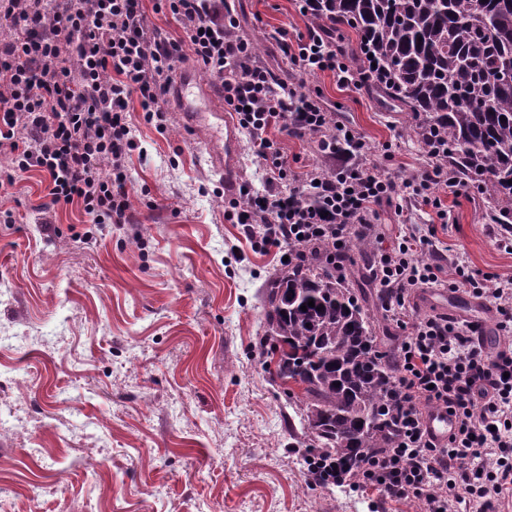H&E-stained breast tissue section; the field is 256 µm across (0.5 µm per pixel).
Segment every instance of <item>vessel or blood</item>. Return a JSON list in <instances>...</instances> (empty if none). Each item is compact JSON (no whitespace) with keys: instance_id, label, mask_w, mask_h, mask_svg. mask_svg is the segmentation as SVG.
Masks as SVG:
<instances>
[{"instance_id":"1","label":"vessel or blood","mask_w":512,"mask_h":512,"mask_svg":"<svg viewBox=\"0 0 512 512\" xmlns=\"http://www.w3.org/2000/svg\"><path fill=\"white\" fill-rule=\"evenodd\" d=\"M171 98L183 112L189 129L203 126L211 131L213 143L208 152L209 160L225 182H234L233 160L238 151L239 136L223 107L217 106L212 88L194 71L182 70L173 80Z\"/></svg>"}]
</instances>
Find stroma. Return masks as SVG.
Instances as JSON below:
<instances>
[{"label": "stroma", "instance_id": "obj_1", "mask_svg": "<svg viewBox=\"0 0 512 512\" xmlns=\"http://www.w3.org/2000/svg\"><path fill=\"white\" fill-rule=\"evenodd\" d=\"M239 35L290 86L321 88L343 125L365 142L361 166L391 163L408 178L429 162L410 129L366 90L330 72L304 74L269 39L305 32L295 0H228ZM129 109L144 155L127 163L132 224L91 226L79 205L54 206L36 174L0 156V496L13 512H414L377 493L312 483L299 422L275 364L259 343L262 290L284 269L287 246H262L225 216L239 187L265 191V163L240 132L237 189L203 159L204 132L178 110L167 129ZM440 198L450 211L435 242L449 265L487 273L486 288L512 277L483 194ZM413 196L383 205L388 235L399 221L432 226ZM371 260L348 280L373 319L380 351L396 356L404 332L381 307ZM428 288L414 317L485 321L505 338L489 300Z\"/></svg>", "mask_w": 512, "mask_h": 512}]
</instances>
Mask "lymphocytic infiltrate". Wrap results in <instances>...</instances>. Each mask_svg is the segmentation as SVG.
I'll use <instances>...</instances> for the list:
<instances>
[{
  "label": "lymphocytic infiltrate",
  "mask_w": 512,
  "mask_h": 512,
  "mask_svg": "<svg viewBox=\"0 0 512 512\" xmlns=\"http://www.w3.org/2000/svg\"><path fill=\"white\" fill-rule=\"evenodd\" d=\"M314 23L296 40L273 32L300 72H332L362 88L368 70L349 68L329 22L315 19V0H298ZM163 11L182 31L173 38L156 30L149 11ZM14 31L0 42V153L15 171L39 172L51 204H80L95 224L134 221L126 160L138 148L129 101L138 97L145 122L166 128L172 76L194 59L208 71L225 107L248 132L266 162L264 194L243 193L232 214L248 236L263 244L324 245L337 277L338 261L357 233L383 239L373 221L378 206L410 194L433 207L440 224L448 212L434 187L471 195L472 184L448 169L447 146L430 145L431 165L411 179L388 169L363 168L353 160L364 143L349 134L327 107L321 90L283 88L261 65L253 43L236 32L227 0H0V25ZM317 141L323 158L304 174L289 171L271 128ZM432 237L401 225L392 247L378 253L373 277L386 293L384 307L406 336L397 348L396 394L401 405L394 447L363 459L347 482L378 491L384 502H413L419 512H499L512 497V343L488 354L477 343L479 326L444 317L410 321L417 290L453 286L490 296L512 314V279L485 290L483 279L463 267L448 269L440 254L417 258ZM441 409L455 420L446 443H435L425 419Z\"/></svg>",
  "instance_id": "f902f5d3"
}]
</instances>
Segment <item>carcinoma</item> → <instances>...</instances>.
I'll return each mask as SVG.
<instances>
[{"instance_id":"carcinoma-1","label":"carcinoma","mask_w":512,"mask_h":512,"mask_svg":"<svg viewBox=\"0 0 512 512\" xmlns=\"http://www.w3.org/2000/svg\"><path fill=\"white\" fill-rule=\"evenodd\" d=\"M316 12L355 36L354 64H376L368 87L420 119L423 144L447 140L448 168L476 178L498 216L512 217V85L500 80L512 68V0H316ZM264 306L276 376L301 387L287 395L306 462L345 473L391 447L396 361L378 350L370 314L318 251L267 284Z\"/></svg>"}]
</instances>
